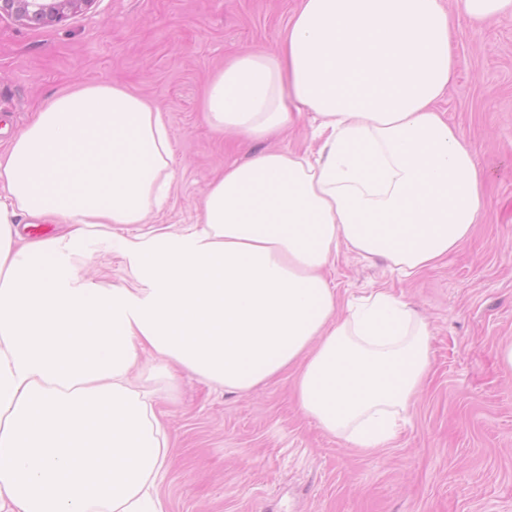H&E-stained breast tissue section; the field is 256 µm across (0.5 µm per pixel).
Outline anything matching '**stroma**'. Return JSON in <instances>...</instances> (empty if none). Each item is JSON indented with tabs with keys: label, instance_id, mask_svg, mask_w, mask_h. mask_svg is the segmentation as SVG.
<instances>
[{
	"label": "stroma",
	"instance_id": "1",
	"mask_svg": "<svg viewBox=\"0 0 512 512\" xmlns=\"http://www.w3.org/2000/svg\"><path fill=\"white\" fill-rule=\"evenodd\" d=\"M299 0H95L60 26L0 16V146L73 82L128 86L165 112L176 178L151 226L195 223L225 164L266 148L306 150L311 116L288 137L217 139L199 101L225 58L274 45ZM458 65L439 103L490 173L488 214L447 262L404 278L382 259L340 253L328 278L342 302L387 288L432 336V381L397 438L364 454L325 433L292 396V380L227 392L183 372L167 391L148 364L174 447L161 487L170 512H512V20L476 27L451 15ZM79 258L96 283L129 274L119 246Z\"/></svg>",
	"mask_w": 512,
	"mask_h": 512
}]
</instances>
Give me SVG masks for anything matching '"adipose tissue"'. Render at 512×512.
Returning a JSON list of instances; mask_svg holds the SVG:
<instances>
[{"mask_svg":"<svg viewBox=\"0 0 512 512\" xmlns=\"http://www.w3.org/2000/svg\"><path fill=\"white\" fill-rule=\"evenodd\" d=\"M450 28L443 0H300L272 49L212 75L200 112L253 140L309 112L316 150L226 165L188 229L120 239L127 287L77 258L167 206L162 109L80 82L36 113L0 154V512H169V437L132 375L145 357L227 391L288 375L327 434L364 451L395 438L429 327L388 289L339 314L326 270L344 250L409 278L484 221L488 174L438 107Z\"/></svg>","mask_w":512,"mask_h":512,"instance_id":"ef3b65f1","label":"adipose tissue"}]
</instances>
